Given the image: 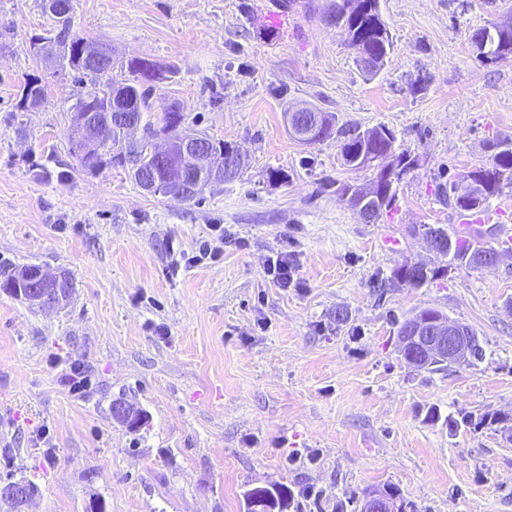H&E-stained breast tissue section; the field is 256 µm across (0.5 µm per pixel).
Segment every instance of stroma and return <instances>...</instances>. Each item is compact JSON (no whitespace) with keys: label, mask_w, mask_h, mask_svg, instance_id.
Masks as SVG:
<instances>
[{"label":"stroma","mask_w":512,"mask_h":512,"mask_svg":"<svg viewBox=\"0 0 512 512\" xmlns=\"http://www.w3.org/2000/svg\"><path fill=\"white\" fill-rule=\"evenodd\" d=\"M268 2L71 0L114 63L174 67L155 95L187 132L246 155L241 178L188 202L121 167L81 171L72 115L92 82L33 51L53 24L42 0H0V260L73 282L54 308L0 291V480L37 485L25 512H243L271 484L292 489L288 512H357L389 486L418 512H512V244L489 232L512 225V190L476 217L437 194L512 139V55L487 66L471 43L512 0H380L393 48L374 75L324 22L332 0H293L281 29ZM28 74L45 94L21 112ZM306 107L394 133L414 166L390 214L364 223L340 194L376 174L341 139L290 135ZM469 223L495 265L449 264L421 232ZM217 224L223 257L186 265ZM280 255L286 288L267 273ZM407 263L428 280L394 282ZM424 309L471 327L483 361L408 365L397 332ZM118 398L141 427L113 420ZM465 413L474 426L449 428Z\"/></svg>","instance_id":"stroma-1"}]
</instances>
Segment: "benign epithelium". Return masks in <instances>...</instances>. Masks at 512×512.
<instances>
[{"label": "benign epithelium", "instance_id": "obj_1", "mask_svg": "<svg viewBox=\"0 0 512 512\" xmlns=\"http://www.w3.org/2000/svg\"><path fill=\"white\" fill-rule=\"evenodd\" d=\"M34 51L44 62L58 68L68 56L69 46L37 40ZM80 66L87 71L108 70L112 67V54L105 45L92 43L81 51ZM287 125L296 137L307 143L320 141L329 133L321 113L307 109L290 113ZM73 126L76 131L73 141L87 146L108 143L112 136L117 135L136 149L145 138L144 116L140 109L126 100L118 83L106 92L105 111L78 110L73 114ZM155 141L163 142L161 147L153 146L157 166L144 167L134 162V152L123 157L124 164L130 167L139 186L148 192L156 190L162 179L175 186L173 194L176 197L187 199L198 195L212 183L236 181L243 168V158L236 150L224 155L223 163H213L208 142L198 134L191 135L182 131L169 136L160 132ZM348 158L354 164L369 168L382 155L362 147L350 151ZM404 175L405 171L395 161L382 169L385 181L392 184ZM380 177H375L372 184L350 185L345 190L346 198L367 223L382 215L387 202L377 193ZM11 278L15 282L14 298L30 305L59 306L71 296L72 289L67 287L69 278L63 271L49 275L40 267H21L12 273ZM398 341L402 358L414 367L423 368L434 360H442L451 365L468 362L477 337L461 324L441 316L428 320L417 313L404 321ZM112 418L131 428L140 426L142 422L140 411L124 401L112 403ZM28 501L29 496L21 482L11 479L0 481V502L21 509ZM402 508L403 505L397 499L372 493L362 499L360 512H400Z\"/></svg>", "mask_w": 512, "mask_h": 512}]
</instances>
